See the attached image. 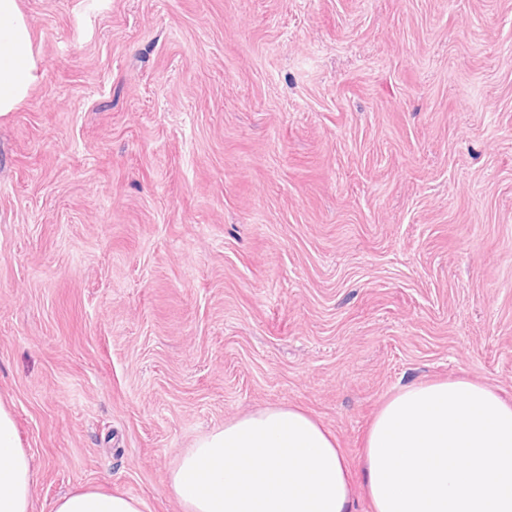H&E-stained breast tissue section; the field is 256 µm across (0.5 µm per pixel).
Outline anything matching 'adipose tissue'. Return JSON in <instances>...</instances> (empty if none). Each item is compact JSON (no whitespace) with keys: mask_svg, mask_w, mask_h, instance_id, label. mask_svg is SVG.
Wrapping results in <instances>:
<instances>
[{"mask_svg":"<svg viewBox=\"0 0 512 512\" xmlns=\"http://www.w3.org/2000/svg\"><path fill=\"white\" fill-rule=\"evenodd\" d=\"M41 77L18 0H0V115ZM373 512H512V402L465 379L403 387L365 438ZM33 460L0 401V512H32ZM169 487L184 512H351V475L336 437L299 408L267 406L181 452ZM53 512H143L140 499L92 487Z\"/></svg>","mask_w":512,"mask_h":512,"instance_id":"ef3b65f1","label":"adipose tissue"}]
</instances>
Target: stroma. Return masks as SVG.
<instances>
[{
	"mask_svg": "<svg viewBox=\"0 0 512 512\" xmlns=\"http://www.w3.org/2000/svg\"><path fill=\"white\" fill-rule=\"evenodd\" d=\"M0 116V399L34 512H183L178 454L301 408L372 512L397 389L512 400V0H19ZM40 77L33 34L18 0H0V115L13 112ZM143 502L133 496L112 494L96 488H78L60 496L53 512H142Z\"/></svg>",
	"mask_w": 512,
	"mask_h": 512,
	"instance_id": "1",
	"label": "stroma"
}]
</instances>
